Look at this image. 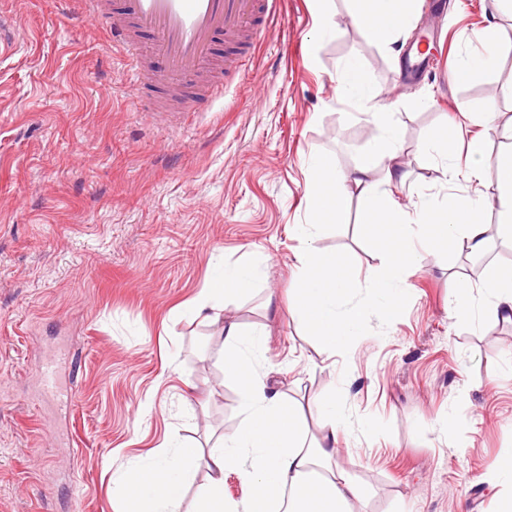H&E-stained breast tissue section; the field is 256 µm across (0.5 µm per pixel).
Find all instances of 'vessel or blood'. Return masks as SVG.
I'll use <instances>...</instances> for the list:
<instances>
[{
  "instance_id": "b4317fda",
  "label": "vessel or blood",
  "mask_w": 512,
  "mask_h": 512,
  "mask_svg": "<svg viewBox=\"0 0 512 512\" xmlns=\"http://www.w3.org/2000/svg\"><path fill=\"white\" fill-rule=\"evenodd\" d=\"M87 15L98 18L109 37L129 55L130 85L164 87L177 95L186 112L198 102L223 98L248 67L252 49L267 37V20L275 12V0H123L113 8L109 0H83ZM151 35L142 45V35ZM223 37L230 47L224 67L206 90L197 91L194 80L214 59V40ZM71 355L47 357L36 372L41 394L55 400L65 391L62 381L72 368Z\"/></svg>"
}]
</instances>
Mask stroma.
Returning a JSON list of instances; mask_svg holds the SVG:
<instances>
[{"label": "stroma", "instance_id": "obj_1", "mask_svg": "<svg viewBox=\"0 0 512 512\" xmlns=\"http://www.w3.org/2000/svg\"><path fill=\"white\" fill-rule=\"evenodd\" d=\"M331 9L323 34L312 0H281L275 32L223 100L172 125L131 105L122 51L79 4L0 0L15 23V49L0 54V512H124L114 475L175 440L207 448L238 427L223 321L183 312L227 263L267 269L225 315L265 330L260 368L301 405L308 435L341 402L339 465L367 489L352 512H503L512 501L490 475L512 448V322L486 314L481 290L512 264L493 164L508 139L481 122L512 116V0H422L408 38L444 46L446 68L483 52L477 32L497 25L495 67L463 83L394 60L348 0ZM351 60L400 128L404 208L470 193L421 170L430 128L447 127L456 154L460 131L483 136L489 232L482 252L451 243L427 255L394 313L374 311L331 353L289 304L311 157L334 155L349 172L380 134L338 88ZM318 245L352 259L343 309L371 301L385 253L360 209L326 224ZM458 277L476 288L472 311L454 307ZM63 348L75 355L65 406L35 381Z\"/></svg>", "mask_w": 512, "mask_h": 512}]
</instances>
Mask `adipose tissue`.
I'll use <instances>...</instances> for the list:
<instances>
[{
    "label": "adipose tissue",
    "instance_id": "1",
    "mask_svg": "<svg viewBox=\"0 0 512 512\" xmlns=\"http://www.w3.org/2000/svg\"><path fill=\"white\" fill-rule=\"evenodd\" d=\"M353 21L366 29L392 55L399 56L403 34L418 0H350ZM339 82L361 114L370 116L380 136L362 165L351 173L338 169L335 159L317 155L310 162V220L302 225L305 248L298 254L297 299L293 314L309 328L322 348L332 351L361 329L368 318L366 307L340 311L339 303L349 282L347 257L321 249L316 239L323 224L345 223L350 210V188H358L367 214V230L380 237L388 257L387 270L371 288L386 312H394L408 285L404 274L420 259L416 235L442 246L457 242L472 252L484 249L486 227L479 220L481 196L450 204L441 211L428 205L403 208L393 197L401 181L398 161L399 128L390 122L387 105L365 78L358 63L342 68ZM466 161L448 152V133L431 129L420 153L422 169L452 179L477 182L485 162L484 140L471 138ZM500 189L496 208L498 234L512 241V150L496 161ZM259 271L254 267L227 266L217 270L211 286L192 307L197 316H220L233 298L248 295ZM224 376L236 381L242 419L239 427L211 448L184 443L171 455L163 454L133 464L114 483L130 512H183L185 482L190 467L204 460L208 479L202 486L194 512H271L272 505L287 499L286 512H351L352 502L366 494L338 463L340 436L345 418L333 411L320 437L305 439L297 404L273 391L257 371L263 341L238 323L224 326ZM240 472L249 492L241 501L224 497V474Z\"/></svg>",
    "mask_w": 512,
    "mask_h": 512
}]
</instances>
